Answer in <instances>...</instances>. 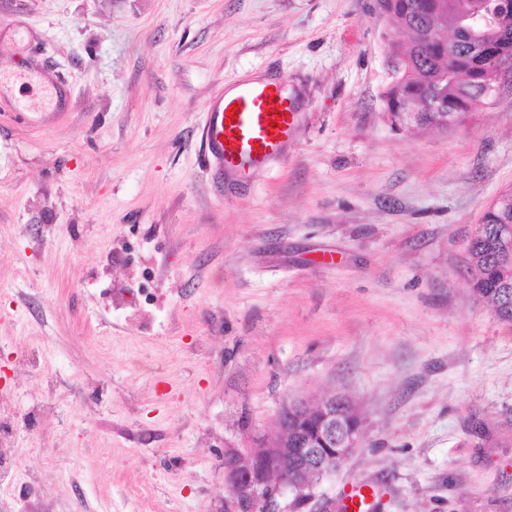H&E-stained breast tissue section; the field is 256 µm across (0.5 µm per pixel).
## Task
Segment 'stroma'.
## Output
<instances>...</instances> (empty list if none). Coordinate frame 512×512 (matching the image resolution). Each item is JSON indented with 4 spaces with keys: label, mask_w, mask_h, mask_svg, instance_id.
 <instances>
[{
    "label": "stroma",
    "mask_w": 512,
    "mask_h": 512,
    "mask_svg": "<svg viewBox=\"0 0 512 512\" xmlns=\"http://www.w3.org/2000/svg\"><path fill=\"white\" fill-rule=\"evenodd\" d=\"M376 0H0V512H224L222 454L344 395L363 435L298 512H512V325L467 247L512 187V79L397 127ZM280 81L283 154L217 179L209 100Z\"/></svg>",
    "instance_id": "obj_1"
}]
</instances>
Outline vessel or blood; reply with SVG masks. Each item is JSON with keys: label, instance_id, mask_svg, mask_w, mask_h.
Segmentation results:
<instances>
[{"label": "vessel or blood", "instance_id": "1", "mask_svg": "<svg viewBox=\"0 0 512 512\" xmlns=\"http://www.w3.org/2000/svg\"><path fill=\"white\" fill-rule=\"evenodd\" d=\"M232 97L216 95L205 109L201 138L224 171L247 176L277 158L291 139L295 105L277 83L240 82ZM280 113L268 124V110Z\"/></svg>", "mask_w": 512, "mask_h": 512}]
</instances>
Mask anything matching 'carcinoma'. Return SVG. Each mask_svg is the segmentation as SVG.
<instances>
[{
    "mask_svg": "<svg viewBox=\"0 0 512 512\" xmlns=\"http://www.w3.org/2000/svg\"><path fill=\"white\" fill-rule=\"evenodd\" d=\"M390 24L415 34L404 49L391 44L395 78L385 90L389 115L420 106L416 125L446 131L461 116L489 99L498 71L495 53L512 54V0H381ZM478 11L487 16L480 41L463 18ZM512 229V188L487 208L469 245L476 270L473 291L491 305L497 317L512 323V245L504 246L503 226Z\"/></svg>",
    "mask_w": 512,
    "mask_h": 512,
    "instance_id": "cac0c4a2",
    "label": "carcinoma"
}]
</instances>
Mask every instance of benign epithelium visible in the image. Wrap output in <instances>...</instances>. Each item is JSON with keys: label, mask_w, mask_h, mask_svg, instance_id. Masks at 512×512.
Masks as SVG:
<instances>
[{"label": "benign epithelium", "mask_w": 512, "mask_h": 512, "mask_svg": "<svg viewBox=\"0 0 512 512\" xmlns=\"http://www.w3.org/2000/svg\"><path fill=\"white\" fill-rule=\"evenodd\" d=\"M343 396L332 394L316 401L297 398L279 413L278 431L249 449L248 462L236 448L224 452V482L231 502L246 498L263 512H283L285 493L313 491L336 461H345L357 447L361 425L336 413Z\"/></svg>", "instance_id": "7a95c632"}]
</instances>
